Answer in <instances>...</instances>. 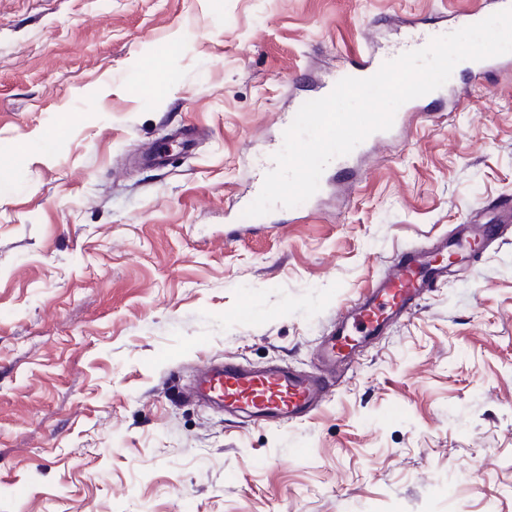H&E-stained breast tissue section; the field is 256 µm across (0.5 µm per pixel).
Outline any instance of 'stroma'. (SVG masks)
I'll return each instance as SVG.
<instances>
[{"mask_svg":"<svg viewBox=\"0 0 512 512\" xmlns=\"http://www.w3.org/2000/svg\"><path fill=\"white\" fill-rule=\"evenodd\" d=\"M472 5L0 0V512H512V223L309 418L190 394L214 360L315 371L394 254L512 200V72L474 67L354 174L224 237L279 114ZM188 124L194 150L142 163Z\"/></svg>","mask_w":512,"mask_h":512,"instance_id":"35a3bbf8","label":"stroma"}]
</instances>
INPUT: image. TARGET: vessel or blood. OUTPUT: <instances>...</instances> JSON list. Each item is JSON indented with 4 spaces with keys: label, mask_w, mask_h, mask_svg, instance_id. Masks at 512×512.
Segmentation results:
<instances>
[{
    "label": "vessel or blood",
    "mask_w": 512,
    "mask_h": 512,
    "mask_svg": "<svg viewBox=\"0 0 512 512\" xmlns=\"http://www.w3.org/2000/svg\"><path fill=\"white\" fill-rule=\"evenodd\" d=\"M429 32L403 35L391 57L426 47ZM503 227L476 224L456 241L457 250L496 243ZM439 249L425 247L402 252L388 273L368 294L360 297L336 323V330L318 352L316 371L303 373L282 366L256 370L225 362L203 369L196 380L198 395L219 403L225 413L252 422L283 424L308 417L332 391L336 365L352 359L365 341L401 318L410 316L421 296L446 272L438 263Z\"/></svg>",
    "instance_id": "obj_1"
}]
</instances>
